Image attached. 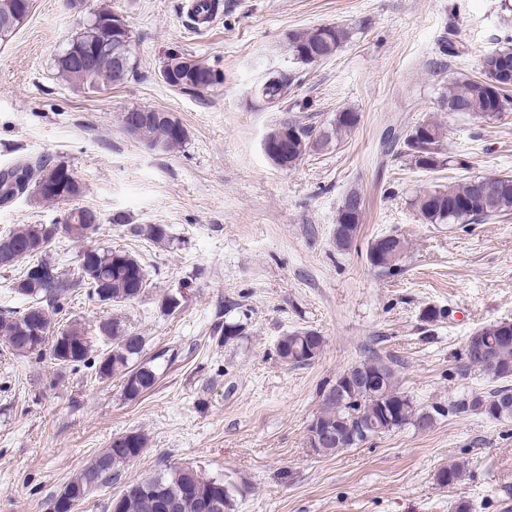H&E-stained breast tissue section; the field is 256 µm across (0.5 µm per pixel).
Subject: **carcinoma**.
<instances>
[{
	"instance_id": "1",
	"label": "carcinoma",
	"mask_w": 512,
	"mask_h": 512,
	"mask_svg": "<svg viewBox=\"0 0 512 512\" xmlns=\"http://www.w3.org/2000/svg\"><path fill=\"white\" fill-rule=\"evenodd\" d=\"M24 0H0V43L10 40L25 21ZM218 4L214 0H197L191 8L190 20L202 24L212 18ZM112 11L101 9L71 39L68 47L55 60L59 76L66 82L95 88L104 84H121L134 71L135 60L127 55L124 64L115 62L112 53V29L106 23ZM348 29L339 25L318 26L288 34V52L294 63L310 65L336 54L349 39ZM92 56V66L86 73L77 71L71 55ZM486 65L480 76H463L448 88L443 98L446 111L494 120L512 110V98L506 89L512 81L501 73V66H512V40L484 54ZM163 81L181 91L204 93L224 82V74L214 66L195 60L181 52L168 54L161 70ZM295 70H275L261 80L257 88L264 96L254 99L263 107L265 99L278 101L271 110L279 117L270 126L265 145L274 149L282 139H288L286 160L269 156L271 162L283 169L298 166L306 155L329 148L332 136L351 131L360 122L359 113L339 111L331 127L315 130L290 115L288 91L298 81ZM137 139L153 150L173 152L183 147L187 131L180 121L168 112L160 111L145 122ZM441 126L431 120L416 123L403 134L392 135L387 143L410 157L418 169L436 172L445 166L441 149ZM58 172L57 194L41 198V203L55 205L80 197L84 188L68 177L70 169L62 162L41 158L35 163H21L0 173V203L6 204L22 195L44 176L45 171ZM410 205L424 224L467 225L512 212V175L500 174L495 188L481 191L480 181L437 186L421 190ZM363 197L357 191L345 196L336 218L334 244L345 250L354 242L363 217ZM99 226L97 214L84 207L73 208L63 222L49 225L39 233L38 224H21L0 232V268L20 267L13 282L15 291L28 300L23 311L0 313V335L17 356L49 354L60 370L85 367L94 370L96 377L105 380L121 379L122 394L136 400L150 391L159 375L149 361L141 360L145 337L126 328L117 319L103 320L98 335L111 339L109 349L94 353L91 337L82 324L72 321L57 323L60 314L77 295L87 289L90 298L107 304H120L138 299L147 288L148 275L137 255L110 246L88 248L79 253L77 275L62 271L53 259V248L59 236L72 240L89 237V225ZM128 232L145 241L162 244L171 242L163 224H131ZM405 243L397 235L384 234L374 239L367 251L371 267L383 274L401 270L400 262ZM45 312L48 318L41 325L30 323L34 316ZM245 324L227 317L216 328L218 343L230 344L245 335ZM324 337L313 329L301 328L281 336L276 354L285 364L305 365L320 356ZM466 366L495 379L512 378V322L487 325L468 337L464 345ZM458 413L475 411L496 421L512 419V387L504 385L485 395H473L450 405ZM443 414L437 407H420L414 399L397 386L394 368L373 359L355 365L335 380L322 394V410L314 422L322 427L326 439L314 448L320 455H332L346 448L361 445L366 438L360 426L375 420L387 433L411 425L426 429L435 416ZM147 447V437L140 431H128L112 439L109 448L98 454L79 475L69 481L51 500V512H72L96 487L109 484L119 472L137 459ZM463 470L450 464L436 474L438 484L448 486L458 482ZM238 487L225 478L207 477L188 464L169 466L157 474L134 480L114 496L108 512H235Z\"/></svg>"
}]
</instances>
